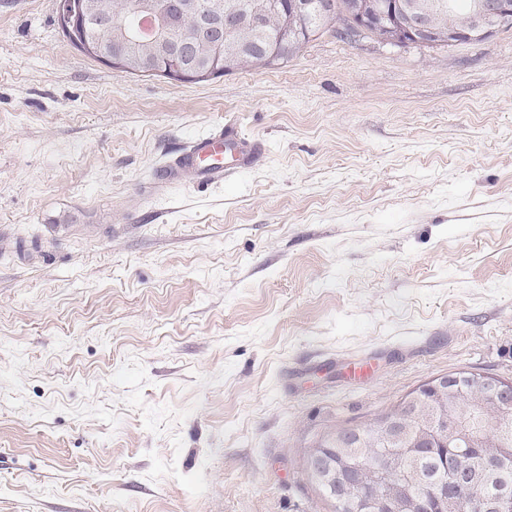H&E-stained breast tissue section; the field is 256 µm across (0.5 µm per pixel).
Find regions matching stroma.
<instances>
[{
    "label": "stroma",
    "mask_w": 512,
    "mask_h": 512,
    "mask_svg": "<svg viewBox=\"0 0 512 512\" xmlns=\"http://www.w3.org/2000/svg\"><path fill=\"white\" fill-rule=\"evenodd\" d=\"M57 9L0 0V512H332L324 433L512 380V28L195 84ZM227 121L251 169L157 185Z\"/></svg>",
    "instance_id": "obj_1"
}]
</instances>
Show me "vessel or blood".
Here are the masks:
<instances>
[{"label":"vessel or blood","instance_id":"obj_1","mask_svg":"<svg viewBox=\"0 0 512 512\" xmlns=\"http://www.w3.org/2000/svg\"><path fill=\"white\" fill-rule=\"evenodd\" d=\"M260 151L259 142L242 136L236 125L227 123L189 143L172 165L159 172L158 181L163 185L219 183L232 173L251 168Z\"/></svg>","mask_w":512,"mask_h":512}]
</instances>
